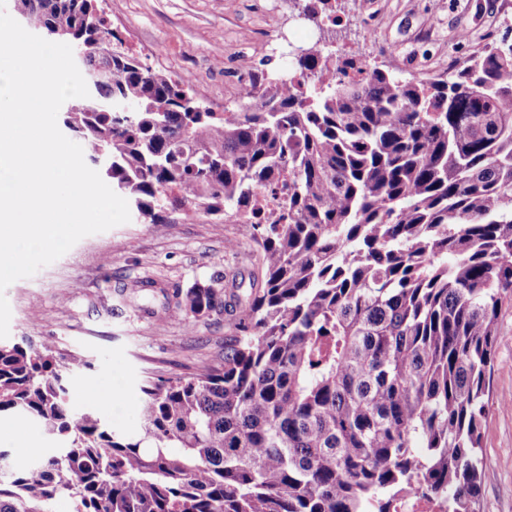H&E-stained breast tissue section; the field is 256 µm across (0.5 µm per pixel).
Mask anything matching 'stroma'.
I'll return each instance as SVG.
<instances>
[{
	"label": "stroma",
	"instance_id": "obj_1",
	"mask_svg": "<svg viewBox=\"0 0 512 512\" xmlns=\"http://www.w3.org/2000/svg\"><path fill=\"white\" fill-rule=\"evenodd\" d=\"M306 0H102L113 29L147 66L193 80L196 100L222 111L227 76L220 62L247 57L256 83L281 74L293 53L328 30L303 15ZM341 42L362 48L372 66L429 80L461 68L477 47L512 45V0H336ZM254 244L238 227L208 217L154 225L138 221L86 236L32 277L5 291L10 339L28 338L87 356L91 370L71 379L111 390L103 406L114 430L139 429L145 378L192 375L223 364L226 315L185 323L174 292L248 275ZM492 396L482 430L480 512H512V301L499 320Z\"/></svg>",
	"mask_w": 512,
	"mask_h": 512
}]
</instances>
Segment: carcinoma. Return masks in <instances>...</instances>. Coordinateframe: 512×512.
<instances>
[{"mask_svg":"<svg viewBox=\"0 0 512 512\" xmlns=\"http://www.w3.org/2000/svg\"><path fill=\"white\" fill-rule=\"evenodd\" d=\"M69 42L89 97L60 113L144 224L239 226L260 270L176 292L232 317L224 365L148 380L141 431L68 400L79 353L0 341V416L56 448L0 450V512H396L409 494L480 512L482 423L512 299V46L445 79L373 68L235 110L142 66L97 0H15ZM280 187L260 219L256 194Z\"/></svg>","mask_w":512,"mask_h":512,"instance_id":"carcinoma-1","label":"carcinoma"}]
</instances>
